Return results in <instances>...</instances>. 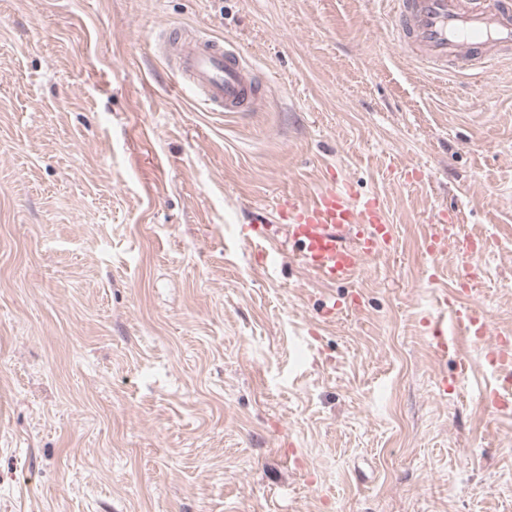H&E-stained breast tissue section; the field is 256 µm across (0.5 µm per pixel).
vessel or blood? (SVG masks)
<instances>
[{"label":"vessel or blood","mask_w":512,"mask_h":512,"mask_svg":"<svg viewBox=\"0 0 512 512\" xmlns=\"http://www.w3.org/2000/svg\"><path fill=\"white\" fill-rule=\"evenodd\" d=\"M392 29L403 52L427 73L447 75L470 72L482 83H492L489 49H512V19L504 11L477 9L471 0H386ZM166 53L174 55L190 89L213 111L250 110L260 93L243 51L226 49L212 39L169 30ZM286 222L288 241L300 263L323 282H346L360 271L378 250L392 249V226L374 197H356L336 187L312 198H288L278 205ZM478 341L490 332L483 313L473 305L440 308L430 329L437 351L447 349L445 323ZM486 359L503 373L500 388L488 396L501 411L512 409V351L507 346L491 348Z\"/></svg>","instance_id":"vessel-or-blood-1"}]
</instances>
